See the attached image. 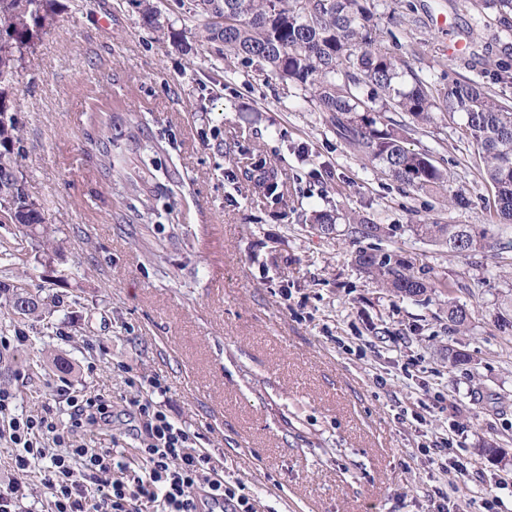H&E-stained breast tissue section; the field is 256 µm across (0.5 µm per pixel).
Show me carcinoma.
Listing matches in <instances>:
<instances>
[{"label":"carcinoma","mask_w":512,"mask_h":512,"mask_svg":"<svg viewBox=\"0 0 512 512\" xmlns=\"http://www.w3.org/2000/svg\"><path fill=\"white\" fill-rule=\"evenodd\" d=\"M366 0H189L186 13L206 19L199 37L220 42L230 55L255 63L295 83L304 99L323 112L327 123L354 153L399 184L416 191L448 192L447 173L427 151L407 147L418 127L434 114H460L463 134L477 147L483 174L495 193L498 215L512 222V105L495 99L479 83L457 79L445 89L414 77L399 84L406 62L375 47L376 34ZM54 23L51 0H0V211L43 247L60 248L40 207L24 188L15 145L22 132L7 103L18 69L30 62L40 35ZM371 88L368 96L361 89ZM411 116L412 124L391 117ZM412 232L460 257L491 247L493 230L474 224H414ZM355 239H380L387 227L357 222ZM357 270L398 299L443 293L447 282L414 274L409 262L378 249L356 251ZM10 306L41 316L44 307L26 298L18 285L0 284ZM471 313L448 302V321L468 329Z\"/></svg>","instance_id":"cac0c4a2"}]
</instances>
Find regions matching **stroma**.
Instances as JSON below:
<instances>
[{"label":"stroma","instance_id":"1","mask_svg":"<svg viewBox=\"0 0 512 512\" xmlns=\"http://www.w3.org/2000/svg\"><path fill=\"white\" fill-rule=\"evenodd\" d=\"M152 2L157 29L138 0H53L55 22L12 85L25 189L62 247L0 223V282L29 269L30 293L62 308L36 321L0 307V336L27 337L0 352V386L20 413L62 418V386L110 394V424L80 441L121 452L137 444L130 374L159 378L170 415L255 512H437L438 489L455 512H490L486 488L512 484V259L456 257L410 230L500 221L462 116L409 142L447 171L460 208L392 181L295 85L196 37L200 20L176 0ZM369 7L378 47L409 66L403 88L465 77L512 99V28L495 0ZM457 41L465 59L448 51ZM101 112L135 118L159 150L98 124ZM261 167L277 169L283 200L245 177ZM320 211L338 214L336 232L313 228ZM351 213L391 231L353 240ZM373 244L448 294L400 300L362 278L354 254ZM150 247L162 262L146 261ZM452 300L471 313L460 335ZM452 347L471 363L449 366ZM435 436L452 438L468 479L441 469Z\"/></svg>","mask_w":512,"mask_h":512}]
</instances>
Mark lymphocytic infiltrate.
<instances>
[{
    "mask_svg": "<svg viewBox=\"0 0 512 512\" xmlns=\"http://www.w3.org/2000/svg\"><path fill=\"white\" fill-rule=\"evenodd\" d=\"M128 401L141 430L132 455L79 444L83 431L109 424L110 397L62 387L70 409L62 420L51 411L16 414L15 392L0 386V438L15 447L14 480L0 487V512H19L27 496L25 476L39 470L50 494L49 512H204L223 505L224 512H252L250 499L219 477L209 452L194 448L182 424L155 399L163 387L149 379Z\"/></svg>",
    "mask_w": 512,
    "mask_h": 512,
    "instance_id": "f902f5d3",
    "label": "lymphocytic infiltrate"
}]
</instances>
